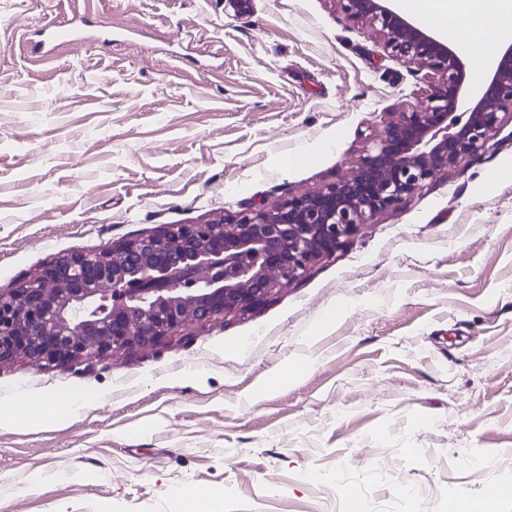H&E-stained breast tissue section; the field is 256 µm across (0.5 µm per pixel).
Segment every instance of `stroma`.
Instances as JSON below:
<instances>
[{"mask_svg": "<svg viewBox=\"0 0 512 512\" xmlns=\"http://www.w3.org/2000/svg\"><path fill=\"white\" fill-rule=\"evenodd\" d=\"M60 25L74 42L33 56ZM0 87L7 293L64 256L324 188L428 76L335 0H0ZM296 356L306 372L268 388ZM72 393L96 403L0 424V512H182L199 486L210 512L483 497L512 475V118L249 314L0 364V400Z\"/></svg>", "mask_w": 512, "mask_h": 512, "instance_id": "stroma-1", "label": "stroma"}]
</instances>
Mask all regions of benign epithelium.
I'll return each mask as SVG.
<instances>
[{"mask_svg": "<svg viewBox=\"0 0 512 512\" xmlns=\"http://www.w3.org/2000/svg\"><path fill=\"white\" fill-rule=\"evenodd\" d=\"M383 36L390 53L428 70L429 92L397 112L355 174L270 209L172 224L97 253L44 266L0 294V363L22 354L65 365L152 345L189 321L253 311L330 258L378 213L394 208L464 157H474L512 112V42L486 83L465 84L448 44L394 9V0H334Z\"/></svg>", "mask_w": 512, "mask_h": 512, "instance_id": "7a95c632", "label": "benign epithelium"}]
</instances>
